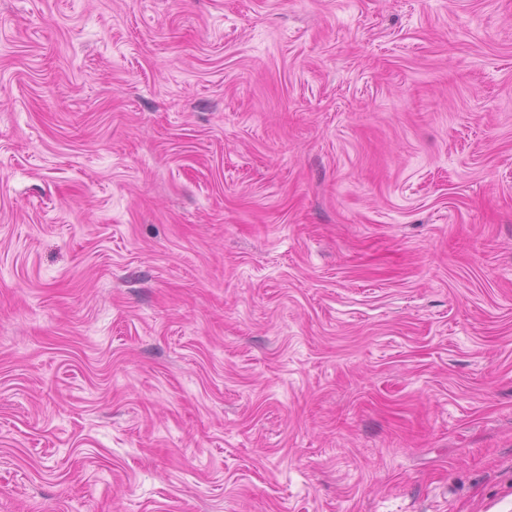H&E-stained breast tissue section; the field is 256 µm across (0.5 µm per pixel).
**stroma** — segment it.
<instances>
[{
  "instance_id": "1",
  "label": "stroma",
  "mask_w": 512,
  "mask_h": 512,
  "mask_svg": "<svg viewBox=\"0 0 512 512\" xmlns=\"http://www.w3.org/2000/svg\"><path fill=\"white\" fill-rule=\"evenodd\" d=\"M0 512H512V0H0Z\"/></svg>"
}]
</instances>
